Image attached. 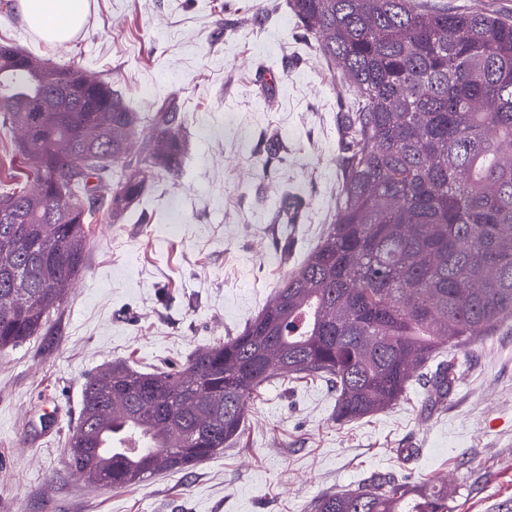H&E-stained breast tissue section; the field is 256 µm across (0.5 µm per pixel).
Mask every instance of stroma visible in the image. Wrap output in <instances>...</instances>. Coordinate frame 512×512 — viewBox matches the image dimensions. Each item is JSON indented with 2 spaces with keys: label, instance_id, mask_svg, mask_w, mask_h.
<instances>
[{
  "label": "stroma",
  "instance_id": "stroma-1",
  "mask_svg": "<svg viewBox=\"0 0 512 512\" xmlns=\"http://www.w3.org/2000/svg\"><path fill=\"white\" fill-rule=\"evenodd\" d=\"M0 42L111 80L137 112L173 102L188 146L120 221L97 212L84 267L47 329L0 352V512H308L374 477L444 481L450 512H512V322L455 350L448 397L411 382L391 408L336 419L319 380L275 376L241 442L129 488L65 466L87 378L115 360L178 364L237 335L336 213V114L352 97L287 0H90L55 45L0 12ZM276 152H269L271 137ZM307 205L280 254L284 190Z\"/></svg>",
  "mask_w": 512,
  "mask_h": 512
}]
</instances>
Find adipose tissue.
<instances>
[{
    "instance_id": "ef3b65f1",
    "label": "adipose tissue",
    "mask_w": 512,
    "mask_h": 512,
    "mask_svg": "<svg viewBox=\"0 0 512 512\" xmlns=\"http://www.w3.org/2000/svg\"><path fill=\"white\" fill-rule=\"evenodd\" d=\"M29 24L47 41L64 43L82 26L87 0H19Z\"/></svg>"
}]
</instances>
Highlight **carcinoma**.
<instances>
[{"label": "carcinoma", "mask_w": 512, "mask_h": 512, "mask_svg": "<svg viewBox=\"0 0 512 512\" xmlns=\"http://www.w3.org/2000/svg\"><path fill=\"white\" fill-rule=\"evenodd\" d=\"M322 55L358 89L339 116L336 216L312 254L236 336L181 365L114 362L85 384L67 467L130 487L232 447L277 374L336 389V420L399 401L431 360L512 320V17L417 0H288ZM0 48V139L33 161L0 182V351L43 331L82 268L89 218H121L175 175L185 137L171 102L144 115L112 83ZM148 127L139 153L133 139ZM112 180L103 205L91 179ZM302 199L284 194L292 224ZM456 381L450 357L430 395ZM127 423L103 462L98 436ZM309 512H448V487L411 494L373 478Z\"/></svg>", "instance_id": "cac0c4a2"}]
</instances>
